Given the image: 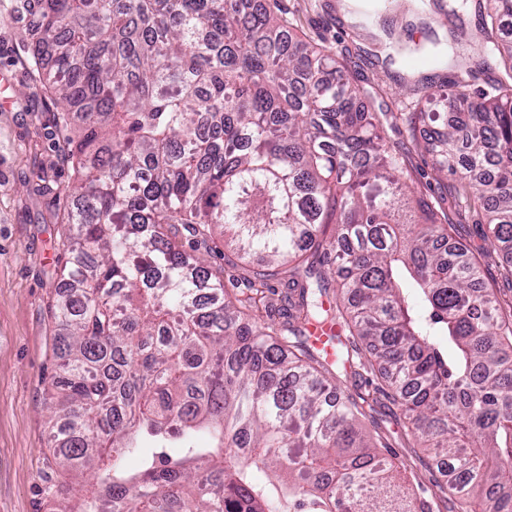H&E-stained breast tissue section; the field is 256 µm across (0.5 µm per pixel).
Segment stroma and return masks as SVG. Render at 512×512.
<instances>
[{
	"label": "stroma",
	"instance_id": "stroma-1",
	"mask_svg": "<svg viewBox=\"0 0 512 512\" xmlns=\"http://www.w3.org/2000/svg\"><path fill=\"white\" fill-rule=\"evenodd\" d=\"M436 2L425 0L424 14L416 15L404 0H393L385 28L358 14L356 0H262L297 25L298 37L347 57L350 79L370 93L369 111L405 154L416 194L433 203L452 199L458 189L431 167L429 126L410 132L403 110L428 108L421 78L438 82L449 72L410 68L403 56L391 55L389 45L396 40L431 51L460 27L461 52L475 62L484 40L475 7L454 17ZM40 37V29L19 18L16 0H0V97L6 100L0 106V512H57L45 479L66 480L46 467L52 442L45 395L56 367L52 303L66 287L60 271L69 253L66 217L76 174L64 156L69 131L62 109L32 62ZM448 217L457 238L478 257L484 283L512 302V275L501 253L484 241L475 212L452 208ZM372 416L409 464L417 496L430 499L434 512H452L453 501L435 497L424 453L410 447L400 408L383 398Z\"/></svg>",
	"mask_w": 512,
	"mask_h": 512
}]
</instances>
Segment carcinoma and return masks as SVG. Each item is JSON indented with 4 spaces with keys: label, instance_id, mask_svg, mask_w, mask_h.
<instances>
[{
    "label": "carcinoma",
    "instance_id": "carcinoma-1",
    "mask_svg": "<svg viewBox=\"0 0 512 512\" xmlns=\"http://www.w3.org/2000/svg\"><path fill=\"white\" fill-rule=\"evenodd\" d=\"M243 2L36 0L80 178L47 468L102 487L60 512H433L395 484L406 466L368 429V397L333 384L359 367L444 464L456 512H512V311L447 210L406 191L347 63ZM474 2L483 65L507 78H453L443 111L407 122L444 121L434 169L512 267V0ZM434 59L462 65L454 45ZM217 228L261 256L250 275L195 256ZM313 323L341 326L333 355Z\"/></svg>",
    "mask_w": 512,
    "mask_h": 512
}]
</instances>
